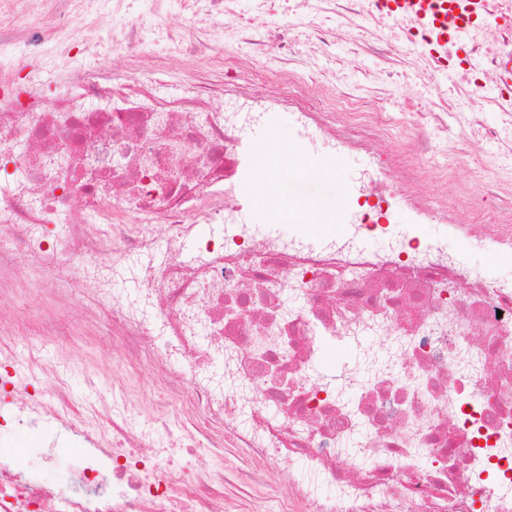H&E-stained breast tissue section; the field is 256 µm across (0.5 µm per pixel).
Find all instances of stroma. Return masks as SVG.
<instances>
[{"label":"stroma","instance_id":"1","mask_svg":"<svg viewBox=\"0 0 512 512\" xmlns=\"http://www.w3.org/2000/svg\"><path fill=\"white\" fill-rule=\"evenodd\" d=\"M152 0H125L114 8L108 23L92 18L77 21L74 47L83 51L87 66L103 65L89 42L92 32L124 35L129 12L147 14ZM333 30L336 44L324 51L315 38V26ZM284 34L289 43L274 49L272 40ZM188 40L216 41L234 48L231 56L204 57L184 52L168 60L161 46H153L133 73L165 67L167 72L193 77L226 88L238 87L243 70H250L253 89L263 96L288 98L293 106L319 111L327 90H335V111L426 112L447 115V137L420 145L422 155L435 164L449 165L447 178L431 175L420 182L417 193L436 202L440 186L448 188L449 222L465 221L468 198L484 186L499 184L502 194L512 193V129L503 125V104L512 98V80H486L482 57L449 56L441 64L418 53L416 36H394L389 26L345 11L340 0H224L223 24H200L187 32ZM484 95H477V87ZM476 113L480 125L490 130L487 138H474L458 120ZM331 181L283 176V192L290 198L333 205L336 191L346 188L352 165L336 163ZM56 430L44 417L17 427L9 434L11 457L22 469L34 466L28 448Z\"/></svg>","mask_w":512,"mask_h":512}]
</instances>
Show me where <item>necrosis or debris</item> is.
<instances>
[{
	"instance_id": "necrosis-or-debris-1",
	"label": "necrosis or debris",
	"mask_w": 512,
	"mask_h": 512,
	"mask_svg": "<svg viewBox=\"0 0 512 512\" xmlns=\"http://www.w3.org/2000/svg\"><path fill=\"white\" fill-rule=\"evenodd\" d=\"M43 7L49 34L0 35V315L14 324L0 330V424L53 419L32 450L49 462L78 441L89 451L69 492L0 455V512H224L231 481L286 488L279 512H512V282L469 259L512 252V206L477 210L469 255L449 252L448 203L412 194L427 169L408 146L354 170L342 237L249 223L251 134L274 126L281 104L77 59L66 91L50 92L41 61L71 49L74 15L108 18L113 0ZM155 35L184 48L156 10L99 52L136 60ZM294 119L328 164L396 128L448 135L438 114ZM400 200L408 218L396 224ZM429 221L442 235L424 237ZM367 236L386 250L365 252ZM22 264L45 283L32 322ZM88 345L116 364L80 358ZM341 346L358 349L357 367L322 373L326 349ZM77 359L93 377L111 369V393L72 399ZM144 372L149 400L134 385ZM201 448L247 464L179 466Z\"/></svg>"
}]
</instances>
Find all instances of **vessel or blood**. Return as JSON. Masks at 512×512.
Segmentation results:
<instances>
[{
  "mask_svg": "<svg viewBox=\"0 0 512 512\" xmlns=\"http://www.w3.org/2000/svg\"><path fill=\"white\" fill-rule=\"evenodd\" d=\"M386 11L410 29L424 33L428 51L446 56L465 50L464 32L481 18L480 0H384Z\"/></svg>",
  "mask_w": 512,
  "mask_h": 512,
  "instance_id": "vessel-or-blood-1",
  "label": "vessel or blood"
}]
</instances>
